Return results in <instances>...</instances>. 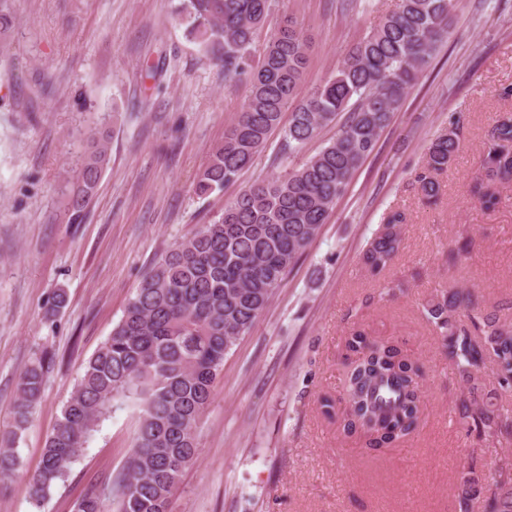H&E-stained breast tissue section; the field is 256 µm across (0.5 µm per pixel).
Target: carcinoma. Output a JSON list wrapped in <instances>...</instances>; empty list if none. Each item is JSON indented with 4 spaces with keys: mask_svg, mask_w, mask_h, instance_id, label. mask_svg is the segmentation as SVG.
I'll return each instance as SVG.
<instances>
[{
    "mask_svg": "<svg viewBox=\"0 0 512 512\" xmlns=\"http://www.w3.org/2000/svg\"><path fill=\"white\" fill-rule=\"evenodd\" d=\"M451 0H400L352 45L336 74L303 100L297 88L308 67L306 41L293 22L256 37L271 0H180L177 13L187 36L224 65L228 82L246 80L247 101L199 174L204 196L236 182L265 148L269 134L291 112L284 129L288 157L300 153L318 131L342 112L347 120L335 138L277 178L241 192L211 224L174 244L144 276L120 320L86 361L73 392L47 438L40 466L27 482L36 505L64 480L72 463L118 397L138 400L133 450L108 485L91 488L74 512H170L182 474L197 459L196 429L211 403L224 359L255 325L274 291L318 236L336 201L348 190L360 163L375 149L391 115L399 111L452 25ZM460 147L450 124L428 147L418 191L439 196L438 176ZM105 136L93 137L62 213L79 224L110 163ZM485 178L473 191L481 205L499 204L495 184L512 180V116L494 126L482 159ZM405 211L384 218L362 253L373 275L387 270L404 244ZM442 337L448 362L463 387L460 419L480 440L512 437V408L493 402L483 366L496 362L498 387L511 390L512 320L483 315L470 296L443 291L423 307ZM347 372L336 412L337 431L365 447L387 448L414 435L421 423L420 363L391 339H373L358 327L344 340ZM53 362L46 355L23 371L14 402L13 429L0 438V480L19 465L16 444L28 429ZM459 512H512V479L494 486L475 465L462 468L456 484Z\"/></svg>",
    "mask_w": 512,
    "mask_h": 512,
    "instance_id": "carcinoma-1",
    "label": "carcinoma"
}]
</instances>
